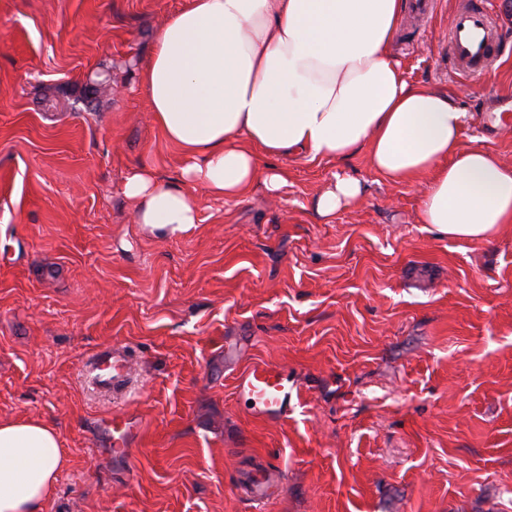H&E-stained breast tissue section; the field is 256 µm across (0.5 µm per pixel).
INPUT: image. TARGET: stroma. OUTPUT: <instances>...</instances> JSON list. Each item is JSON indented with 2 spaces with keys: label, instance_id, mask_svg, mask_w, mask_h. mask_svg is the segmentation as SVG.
<instances>
[{
  "label": "stroma",
  "instance_id": "obj_1",
  "mask_svg": "<svg viewBox=\"0 0 512 512\" xmlns=\"http://www.w3.org/2000/svg\"><path fill=\"white\" fill-rule=\"evenodd\" d=\"M186 0H0V420L54 427L66 463L40 512H512V225L460 241L419 223L414 188L339 163L278 158L280 199L191 188L200 222L162 238L122 184L137 165L179 182L139 74ZM484 8L502 43L483 72L451 60L457 10ZM393 52L410 81L468 114L462 147L512 164V0L405 10ZM111 68L104 93L89 90ZM342 173L356 205L312 202ZM124 351L100 385L97 355ZM285 370L287 418L234 390ZM141 433L130 465L105 429ZM271 466L273 499L245 476ZM137 431L136 421L129 415L123 414L120 415L118 421L113 420L112 423V435L113 440L122 445L124 448H113V456L117 460H121L122 462H126V459L130 460L131 450L129 448L130 441L133 439ZM114 433L118 434L116 438Z\"/></svg>",
  "mask_w": 512,
  "mask_h": 512
}]
</instances>
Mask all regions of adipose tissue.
Listing matches in <instances>:
<instances>
[{
	"label": "adipose tissue",
	"instance_id": "1",
	"mask_svg": "<svg viewBox=\"0 0 512 512\" xmlns=\"http://www.w3.org/2000/svg\"><path fill=\"white\" fill-rule=\"evenodd\" d=\"M404 0H187L155 35L139 81L153 123L187 159L186 182L218 199L279 196L273 159L344 161L416 187L419 221L482 241L512 223V167L462 147L467 115L447 91L412 83L391 53ZM357 179L315 199L324 217L355 204ZM137 223L173 237L199 223L194 198L146 166L125 180ZM65 463L57 432L0 420V512H37Z\"/></svg>",
	"mask_w": 512,
	"mask_h": 512
}]
</instances>
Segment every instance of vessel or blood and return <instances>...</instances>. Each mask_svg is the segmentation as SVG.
<instances>
[{
    "label": "vessel or blood",
    "instance_id": "obj_1",
    "mask_svg": "<svg viewBox=\"0 0 512 512\" xmlns=\"http://www.w3.org/2000/svg\"><path fill=\"white\" fill-rule=\"evenodd\" d=\"M497 32L492 19L480 9L466 8L456 14L450 28L449 53L453 60L467 68H475L487 62L498 51ZM128 369L126 356L119 351L102 354L96 370L100 381L118 382ZM235 392L239 398L250 401L253 416L266 420L283 418L292 403L294 386L279 368L256 364L242 372L236 379ZM112 430L117 435L118 447L113 455L118 460L129 459V444L136 434L135 420L121 415L113 422ZM253 500L266 502L272 485L265 470H254L247 483Z\"/></svg>",
    "mask_w": 512,
    "mask_h": 512
}]
</instances>
